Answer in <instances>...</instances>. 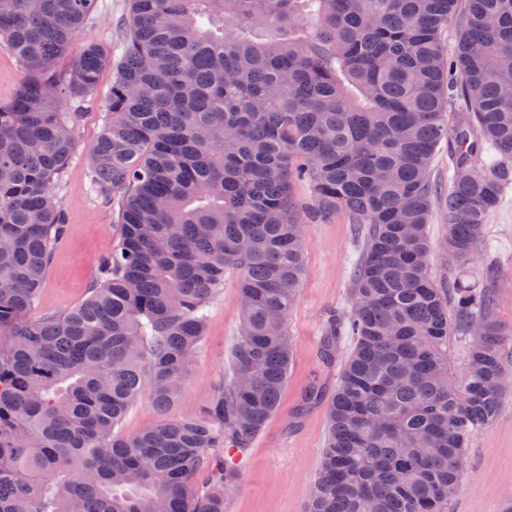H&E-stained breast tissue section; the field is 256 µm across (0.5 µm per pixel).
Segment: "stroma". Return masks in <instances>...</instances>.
<instances>
[{
	"instance_id": "obj_1",
	"label": "stroma",
	"mask_w": 512,
	"mask_h": 512,
	"mask_svg": "<svg viewBox=\"0 0 512 512\" xmlns=\"http://www.w3.org/2000/svg\"><path fill=\"white\" fill-rule=\"evenodd\" d=\"M129 17L128 0H99V7L79 29L73 47L119 42ZM112 89V72L104 70L84 98L76 128V149L58 194L68 231L53 253L45 286L33 316L80 303L98 275L99 261L111 253L118 226L110 206L87 187L89 149L103 121V106ZM436 188L429 223L434 280L448 278L451 265L444 249L446 214L441 201L448 194V149L439 147L433 163ZM484 236L491 242L489 261L498 277L493 284L497 318L512 328V184L506 185L489 211ZM362 242L356 226L339 213L304 226L305 269L298 300L288 316L293 362L279 409L252 440L238 473L237 489L227 512H304L310 483L322 456L325 407L302 409L304 391L320 383L333 393L350 351L349 341L336 347L332 364H324L319 348L330 313L351 311L352 269ZM238 275L229 274L212 299L202 350L169 417L200 412L215 387L229 380V353L241 318ZM512 506V390L494 422L470 440L468 465L448 512H505Z\"/></svg>"
}]
</instances>
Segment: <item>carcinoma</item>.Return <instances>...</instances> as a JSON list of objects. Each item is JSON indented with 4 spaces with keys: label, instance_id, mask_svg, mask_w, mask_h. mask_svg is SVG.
<instances>
[{
    "label": "carcinoma",
    "instance_id": "1",
    "mask_svg": "<svg viewBox=\"0 0 512 512\" xmlns=\"http://www.w3.org/2000/svg\"><path fill=\"white\" fill-rule=\"evenodd\" d=\"M129 2L121 55L87 44L62 71L98 0H0V48L26 72L0 104V512H224L226 452L245 453L288 381L303 221L339 211L366 246L351 313L320 342L326 365L342 337L352 349L307 512H446L508 390L496 271L470 267L512 178V0ZM107 66L88 178L119 237L82 302L28 320L66 230L82 98ZM443 143L446 286L427 233ZM234 272L229 383L168 418ZM146 385L162 419L125 434Z\"/></svg>",
    "mask_w": 512,
    "mask_h": 512
}]
</instances>
